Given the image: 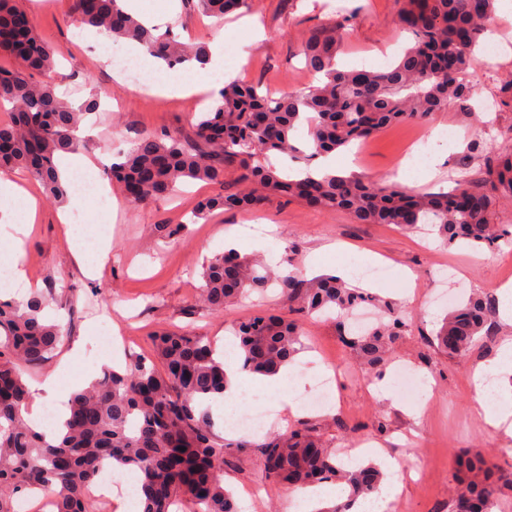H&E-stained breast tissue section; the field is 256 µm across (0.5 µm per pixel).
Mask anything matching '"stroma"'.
Wrapping results in <instances>:
<instances>
[{
	"instance_id": "obj_1",
	"label": "stroma",
	"mask_w": 512,
	"mask_h": 512,
	"mask_svg": "<svg viewBox=\"0 0 512 512\" xmlns=\"http://www.w3.org/2000/svg\"><path fill=\"white\" fill-rule=\"evenodd\" d=\"M17 4L29 15L37 39L63 50L53 78L61 85L64 98L77 103L94 94L112 104L111 113L101 117L98 146L89 152L94 163L104 162L105 149L128 147L141 133L192 135L201 110L197 99L187 94L146 93L116 78L94 53L93 38H78L72 0H50L49 6L41 8L34 0H17ZM340 7L355 14L340 55L344 64L384 67L411 41L396 26L397 0H252L249 9L225 15L220 21L202 15L189 0H141L139 16L188 41L209 45L223 37L224 62L240 65V80L282 92L313 83L314 76L298 52L300 33L335 19ZM250 18L260 24L261 39L242 31L243 21ZM493 69L495 78L480 80L470 122H463L451 110L436 114L425 128L412 123L389 126L371 138L369 156L359 164V171L376 180L392 178L408 142L420 132L437 160V173L427 181L417 175L409 177L407 187L447 189L455 180L475 174L482 159L467 152L473 133L486 126L497 131L512 126V104L505 102L501 92L502 84L512 79V46L501 49ZM464 155L469 161L463 167L459 160ZM14 180L37 203L34 227L23 240L24 256L32 261L28 277L41 282L65 330L62 345L49 359L24 369L26 383L37 382L54 370L60 387L71 388L81 374L102 373L112 359L124 363L152 355L150 335L159 329L195 331L214 338L229 332L256 306L282 315L288 312L287 297L275 288L265 297L239 301L223 313L198 304L206 259L222 252L225 237L251 219L244 211L196 217L199 198L213 191L208 183L190 182L179 196L147 206L121 196L114 213L91 200L89 207L101 220L95 231L110 237L111 252L100 272L90 275L69 248L70 227L58 219L59 204L49 201L42 185L27 174L15 175ZM261 214L260 240L241 239L238 249L248 255L275 254L276 268H298L306 260L318 274L357 261L392 265L389 277L369 288L370 294L392 302L408 322L405 336L388 354L387 367H409L433 388L434 402L426 407L422 396L410 398L396 392L387 397L360 385L353 374L358 362L343 344L335 316L312 315L304 323L306 350L295 357V364L339 359L348 369L338 380L331 413L313 407L306 417L324 442L334 448L342 440L365 437L413 464L398 497L401 512H448L454 459L460 451L482 453L497 469L512 470V438L488 429L471 410L473 370L494 356L504 340H512V324L496 321L491 335L480 338L466 354L451 356L432 343L446 310L425 304L421 296L424 289L436 291L452 282L459 293L495 297L502 278L511 271L506 263L512 259V243L503 242L494 249L451 247L423 229L412 232L389 224H357L345 212L313 209L301 200L274 195L266 199ZM161 224H180L184 230L177 238L166 239L157 230ZM407 269L415 274L418 287L410 296L404 293L401 277ZM105 319L123 329L135 326L138 334L126 348H107L99 329ZM228 455L230 464L224 475L228 489L237 495L258 491L263 501L259 512H290V487L266 479L257 449L232 448Z\"/></svg>"
}]
</instances>
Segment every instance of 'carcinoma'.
I'll list each match as a JSON object with an SVG mask.
<instances>
[{
	"label": "carcinoma",
	"instance_id": "obj_1",
	"mask_svg": "<svg viewBox=\"0 0 512 512\" xmlns=\"http://www.w3.org/2000/svg\"><path fill=\"white\" fill-rule=\"evenodd\" d=\"M216 19L249 4V0H191ZM397 25L412 37L400 59L381 69H343L337 57L352 17L309 28L299 51L309 71L323 75L316 86L277 97L253 83L229 82L209 111L200 113L191 137L169 133L137 135L131 147L107 169L110 180L136 205L173 196L186 180L214 184L218 190L201 200L197 215L218 210L255 209L266 195L294 198L316 209L347 212L358 224H393L416 228L432 225L450 246L492 247L512 237V226L493 222L496 204L512 201V151L479 137L469 151L482 154L479 176L445 190H415L352 173L316 178L310 167L316 156L329 155L369 139L402 122L426 125L439 112L470 111L479 93L473 78L480 68L488 24L496 0H398ZM81 27L114 41L143 46L162 68L188 59L206 61L204 45L181 42L128 14L120 0H73ZM24 16L15 0H0V48L16 58L23 71L0 70V106L11 105L13 121L0 123V170L25 171L48 198L64 200L58 180L61 155L90 149L78 135L79 125L96 114L100 100L76 107L63 99L51 78L57 51L39 42L32 24L15 27ZM307 125L300 148L293 132ZM281 154L302 166L295 174L267 162ZM234 169L251 192L224 188V173ZM199 297L208 310L223 312L239 298L276 283L288 296L293 316L285 319L265 310L233 326L241 369L271 375L293 361L302 347V321L315 312L336 311L345 344L363 360L368 373L385 364L391 347L404 336L405 323L390 320L369 331L347 324L361 304L389 306L334 275L305 278L296 271L277 274L259 260L235 250L207 260ZM47 298L35 293L26 301L0 299V512L37 490L51 498L52 512H96L86 494L105 462H117L139 474L137 493L142 512H171L185 502L200 512H237L225 489V449L258 448L267 479L307 488L344 482L350 498H365L381 479L372 464L347 471L308 426L266 435L261 440L226 438L216 430L209 403L224 397L229 380L224 358L208 337L193 332L154 334L153 362L136 358L104 370L89 387L71 397L65 431L49 440L22 415L29 390L19 367H37L63 341L61 324L44 314ZM496 302L473 294L453 307L434 335L448 355L468 352L489 334ZM457 488L451 512H493L499 492L512 478L491 470L478 453L455 457Z\"/></svg>",
	"mask_w": 512,
	"mask_h": 512
}]
</instances>
